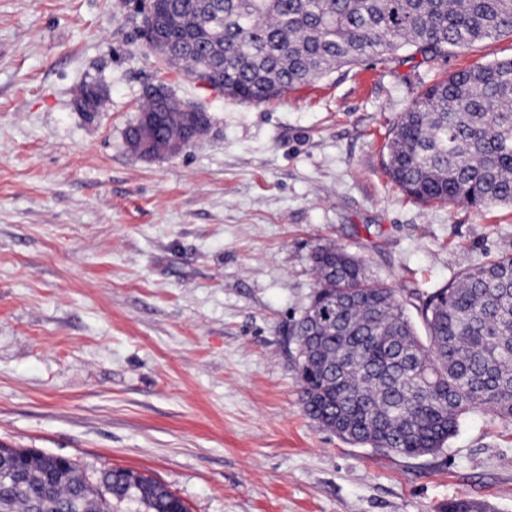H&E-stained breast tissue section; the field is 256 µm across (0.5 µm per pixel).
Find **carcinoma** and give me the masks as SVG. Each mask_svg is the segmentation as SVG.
<instances>
[{
    "mask_svg": "<svg viewBox=\"0 0 512 512\" xmlns=\"http://www.w3.org/2000/svg\"><path fill=\"white\" fill-rule=\"evenodd\" d=\"M154 53L242 102L285 95L336 69L399 53L428 63L512 35V0H147ZM170 97L149 137L190 145ZM385 171L415 202L512 206V59L460 69L407 104ZM317 287L291 330L304 413L352 444L409 457L445 448L468 410L512 418V254L460 274L422 303L428 343L392 289L331 244L311 255ZM188 512L165 485L126 468L94 481L70 459L0 445V512Z\"/></svg>",
    "mask_w": 512,
    "mask_h": 512,
    "instance_id": "obj_1",
    "label": "carcinoma"
}]
</instances>
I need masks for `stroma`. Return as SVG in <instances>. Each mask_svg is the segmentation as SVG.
<instances>
[{"label":"stroma","mask_w":512,"mask_h":512,"mask_svg":"<svg viewBox=\"0 0 512 512\" xmlns=\"http://www.w3.org/2000/svg\"><path fill=\"white\" fill-rule=\"evenodd\" d=\"M512 58V36L418 65L366 60L243 103L146 53L130 0H0V443L138 471L189 512H512V419L475 409L443 451L385 454L302 409L289 331L335 244L416 307L512 253V207L419 204L384 169L409 100ZM207 134L147 159L148 83ZM100 83L107 108L74 100Z\"/></svg>","instance_id":"35a3bbf8"}]
</instances>
